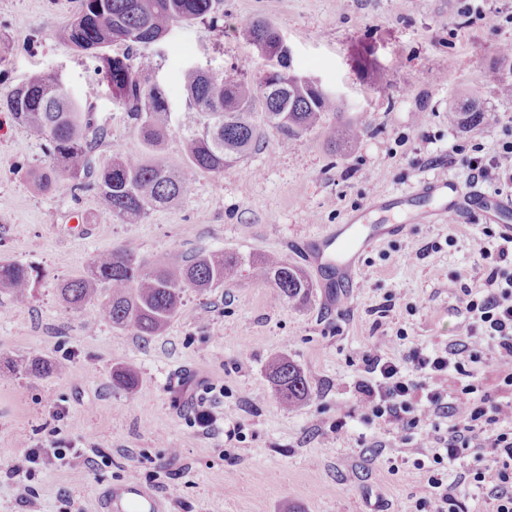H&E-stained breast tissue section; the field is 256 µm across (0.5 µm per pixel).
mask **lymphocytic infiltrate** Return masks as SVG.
<instances>
[{
    "label": "lymphocytic infiltrate",
    "mask_w": 512,
    "mask_h": 512,
    "mask_svg": "<svg viewBox=\"0 0 512 512\" xmlns=\"http://www.w3.org/2000/svg\"><path fill=\"white\" fill-rule=\"evenodd\" d=\"M479 253L486 260L482 276L488 291L468 297L465 309L476 335L494 342L498 361L512 365V277H503L498 268L512 254V244H499L493 251L483 246ZM363 361L368 373L376 377L364 389L372 417L396 422L405 430L433 426L441 418L451 421L445 446L432 449L426 460L416 463L429 474L433 493L426 505L430 512H469L464 498L445 484L441 472L442 463L467 457L474 460L469 482L485 491L492 512H512V403L496 405L489 412L478 400L448 403L450 358L418 346L399 361L373 353L365 354ZM411 369L422 375L427 391L428 406L420 413L411 402L413 387L407 377ZM476 431L486 435V450L481 454L471 444Z\"/></svg>",
    "instance_id": "1"
}]
</instances>
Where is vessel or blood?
Returning a JSON list of instances; mask_svg holds the SVG:
<instances>
[{"instance_id": "obj_1", "label": "vessel or blood", "mask_w": 512, "mask_h": 512, "mask_svg": "<svg viewBox=\"0 0 512 512\" xmlns=\"http://www.w3.org/2000/svg\"><path fill=\"white\" fill-rule=\"evenodd\" d=\"M384 211L407 209L412 223L441 224L467 216L479 224H493L501 240L512 242V197L465 194L455 180L445 176L421 179L410 192L377 196ZM402 225L364 223L362 215L348 217L336 229L319 233L307 242L335 275L337 283L353 285L360 273L359 258L369 245L398 236ZM162 504L136 480L110 489L99 504V512H161Z\"/></svg>"}]
</instances>
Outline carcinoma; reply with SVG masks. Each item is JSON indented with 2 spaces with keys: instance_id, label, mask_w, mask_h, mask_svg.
<instances>
[{
  "instance_id": "carcinoma-1",
  "label": "carcinoma",
  "mask_w": 512,
  "mask_h": 512,
  "mask_svg": "<svg viewBox=\"0 0 512 512\" xmlns=\"http://www.w3.org/2000/svg\"><path fill=\"white\" fill-rule=\"evenodd\" d=\"M222 4L223 0H82L81 10L59 38L99 60L101 82L114 102L128 110L143 150L118 151L108 167L97 170L93 152L108 136L107 129L95 122L92 113L82 111L57 78L36 76L4 100L13 119L42 138L52 161L50 171L31 179V189L36 193L68 189L74 194L94 190L113 217L137 224L151 210L175 204L192 191L190 179L157 155L172 128L180 134L185 164L218 176L260 147L264 131L255 120L256 113L277 129L286 146L318 126L325 113L337 111L334 98L302 83L280 60L277 83L266 87L260 81L253 86L203 70L184 74L186 107L172 120L163 90L142 80L153 65L143 49L176 25L217 23ZM245 35L253 46H266L264 58L275 62L273 47L279 31L273 24L255 20ZM116 43L134 53L122 58L100 53ZM448 114L454 126L490 125L489 110L475 102L451 106ZM245 264L255 279L272 286L277 300L302 304L314 288L301 269L274 255H255L245 261L236 254L209 251L180 262L149 264L140 258L136 244L127 241L96 255L83 274L60 283L58 292L68 309L89 312L140 336H159L173 319L186 315L183 295L187 289L222 287ZM31 277L27 264L0 261V290L10 293L12 304L26 302ZM57 369L49 360H21L15 365L16 372L36 377ZM268 370L283 406L294 407L309 395L305 375L288 356L272 358ZM112 379L116 388L128 393L137 387L136 375L126 367L113 369Z\"/></svg>"
}]
</instances>
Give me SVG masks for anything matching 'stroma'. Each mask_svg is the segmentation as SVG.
<instances>
[{
  "mask_svg": "<svg viewBox=\"0 0 512 512\" xmlns=\"http://www.w3.org/2000/svg\"><path fill=\"white\" fill-rule=\"evenodd\" d=\"M81 0H0V99L30 78L57 75L111 135L94 151L105 167L118 150L142 144L128 112L98 84L96 62L58 34ZM273 23L295 71L318 77L340 111L289 148L265 128V143L221 176L186 169L191 194L124 224L95 192L34 194L28 175L50 165L43 142L0 108V259L32 268L28 304L0 317V512H97L101 493L136 478L167 498L168 512H414L427 496L412 462L435 446L433 431L369 420L363 356L398 359L409 347L453 350L470 334L464 289L483 291L475 245L487 227L466 219L409 224L363 255L355 287L328 303L309 265L307 240L344 223L378 193L407 191L421 178L449 175L486 194H512V181L473 183V158L512 140V101L497 95L499 48L512 42V0H224L219 27H174L149 46L148 83L165 90L171 112L185 109L183 75L210 70L255 79L266 60L242 36L250 22ZM493 108L498 124H448L463 101ZM361 130L337 148L339 122ZM135 241L149 261L202 250L247 257L273 253L315 287L293 306L241 269L235 281L184 296L188 317L161 336H138L67 310L62 280L94 255ZM286 353L310 396L280 404L267 375ZM19 357L60 364L44 378L12 374ZM448 390L478 386L490 404L512 401L502 379L512 366L491 345L480 359L460 353ZM132 364L135 393L112 385ZM67 449L15 498L10 465L29 448Z\"/></svg>",
  "mask_w": 512,
  "mask_h": 512,
  "instance_id": "1",
  "label": "stroma"
}]
</instances>
